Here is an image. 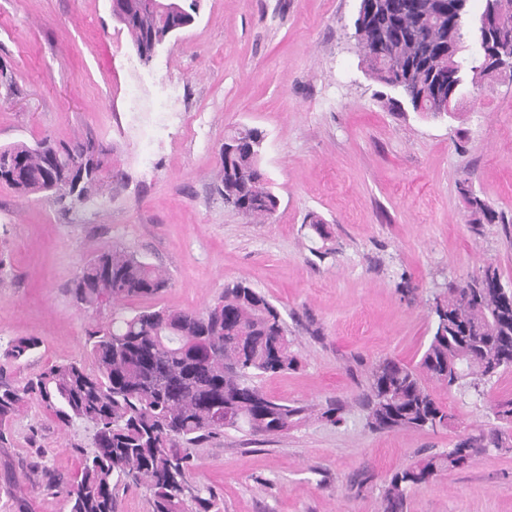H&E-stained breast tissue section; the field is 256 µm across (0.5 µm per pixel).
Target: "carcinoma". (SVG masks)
Segmentation results:
<instances>
[{"instance_id": "obj_1", "label": "carcinoma", "mask_w": 512, "mask_h": 512, "mask_svg": "<svg viewBox=\"0 0 512 512\" xmlns=\"http://www.w3.org/2000/svg\"><path fill=\"white\" fill-rule=\"evenodd\" d=\"M457 0H361L355 39L370 76L399 97L381 95L392 109L440 115L444 100L481 87L508 72L474 54L448 55L473 44L475 22ZM198 0H121L116 19L135 49L175 33L177 19L196 14ZM484 15L497 19V32L512 43V0H485ZM265 134L248 125L224 134L217 189L224 203L255 219L273 217L279 198L261 167ZM58 154L55 167L47 155ZM122 172L108 166L92 139L0 146V183L22 197L51 195L60 203L83 202ZM472 224L505 222L484 199L461 188ZM492 265L476 277L453 283L434 298L432 334L417 366L384 358L370 368L361 402L366 423L376 431H431L448 427L451 415L422 377L452 389L481 388L512 371V288ZM169 284L158 267L114 246L84 265L73 296L85 311L158 295ZM35 337L9 343L6 357L26 358L38 348ZM95 368L79 361L54 364L22 387L0 381V446L6 447L10 420L32 396L62 426L75 420L94 429L92 450H80L72 477L70 512H116L117 491L131 484L145 488L151 512H220L216 494L193 482L197 448L227 429L281 436L307 418L309 407L282 403L256 383L296 368L299 359L280 312L244 282L224 288L222 297L201 312L147 308L86 329ZM495 418L512 423V398L491 405ZM512 447V434L491 426L468 434L453 447L419 452L396 471L382 492V512H404L412 489L500 448Z\"/></svg>"}]
</instances>
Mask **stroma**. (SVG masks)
<instances>
[{
    "label": "stroma",
    "mask_w": 512,
    "mask_h": 512,
    "mask_svg": "<svg viewBox=\"0 0 512 512\" xmlns=\"http://www.w3.org/2000/svg\"><path fill=\"white\" fill-rule=\"evenodd\" d=\"M359 3L199 0L194 24L133 71L138 55L109 0H0V69L15 83L11 96L0 87V145L91 138L126 175L66 206L0 184V366L25 384L48 365L88 361L92 322L151 307L199 312L225 284L248 283L280 311L300 360L260 385L312 413L282 437L229 429L199 447L196 479L221 512H382L384 484L418 450L495 424L491 401L512 397V372L480 395L434 384L452 415L447 429L366 425L358 398L368 367L385 356L417 365L436 295L490 264L512 287V83L467 92L451 118L389 110L352 37ZM137 75L169 107L147 142L126 100ZM242 124L264 132L262 167L280 200L264 224L216 188L224 134ZM464 184L506 223H469ZM313 214L327 241L312 234ZM115 245L170 285L88 314L70 288ZM29 336L39 348L6 363L9 342ZM336 401L338 426L320 417ZM8 432L0 512H69L65 490L39 480L45 469L74 475L89 426H60L32 398ZM406 512H512V451L419 486Z\"/></svg>",
    "instance_id": "1"
}]
</instances>
